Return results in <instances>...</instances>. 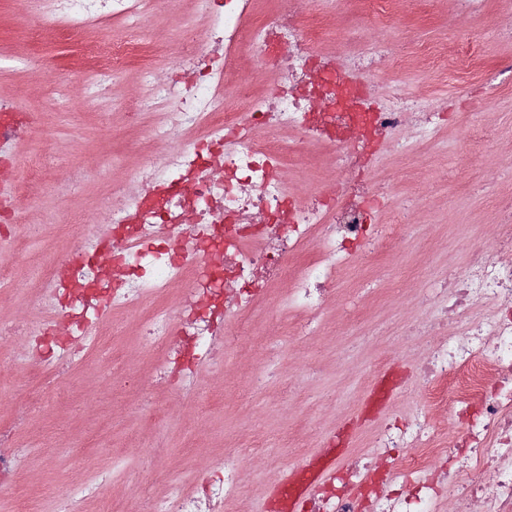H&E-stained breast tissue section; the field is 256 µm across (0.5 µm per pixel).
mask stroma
<instances>
[{
	"mask_svg": "<svg viewBox=\"0 0 512 512\" xmlns=\"http://www.w3.org/2000/svg\"><path fill=\"white\" fill-rule=\"evenodd\" d=\"M37 7L38 0H0V99L12 101L28 120L11 149L16 181H25L26 163L41 151L45 139L58 144L39 193L24 203L22 223L7 229L27 245L22 266L28 274L57 257L65 245L63 226L72 217L86 224L107 222L106 186L115 181L132 185L140 163L136 145L146 139L145 125L130 123L124 109L125 99L135 91L136 72H126L112 84L113 106L104 118L86 102L65 101L41 83L36 72L42 64L53 63L57 80L69 81L79 76L84 59L74 39L38 37L15 25V16ZM488 8V17L459 25L451 15L452 0H431L386 30L394 47L410 53L408 67L393 74V81L408 84L436 111L449 115L440 140L417 156L398 155L381 142L366 159L367 175L386 176L407 200L408 243L373 269L348 268L338 291L325 298L324 322L316 335L299 340L284 327H255L254 333L277 353L266 383L257 385L252 379L251 335H240L225 351L222 375L199 368L200 394L206 397L220 388V406L205 401L185 407L169 382L156 377L160 359L140 346L135 316L113 317L111 347L62 378L67 402L48 399L44 410L15 435V447L26 451L25 475L42 512H53L69 483L111 472L110 449H135V482L151 480L155 470L163 469L175 485L189 489L202 479L203 461L219 471L223 451L247 453L257 438L268 457L245 463V494L235 512H267L272 491L289 466L325 454V436L341 434L335 453L341 465L352 464L367 447L380 414L415 403L417 354L407 346L400 325L414 314L418 291L430 275L442 267L460 269L462 238L489 240L497 221L485 184L472 183L455 170L466 114L480 113L492 135L477 161L487 182L512 170V84L498 87L477 77L466 92H459L455 81L432 77L421 51L444 37L452 48L465 42L477 46L488 67L497 58L512 56V42L492 32L496 26L512 28V0H490ZM190 24L200 38H207L190 0H173L153 23L154 40L168 45L166 55L153 59L156 73H168L179 51V32ZM71 168L83 178L63 199L55 191L56 182ZM332 169L331 158L315 149L291 175L302 191L329 195L335 190ZM132 364L142 370V390L112 391L108 375L121 374ZM151 407L162 409L164 420L146 419L144 412ZM157 448L166 449V456L154 457Z\"/></svg>",
	"mask_w": 512,
	"mask_h": 512,
	"instance_id": "1",
	"label": "stroma"
}]
</instances>
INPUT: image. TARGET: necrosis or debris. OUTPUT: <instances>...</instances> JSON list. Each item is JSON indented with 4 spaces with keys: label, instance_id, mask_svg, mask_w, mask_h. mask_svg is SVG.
<instances>
[{
    "label": "necrosis or debris",
    "instance_id": "4bbe7bcc",
    "mask_svg": "<svg viewBox=\"0 0 512 512\" xmlns=\"http://www.w3.org/2000/svg\"><path fill=\"white\" fill-rule=\"evenodd\" d=\"M164 2L41 0L18 23L52 35L114 26L127 33L124 42L84 52L87 98L101 110L109 105L103 79L141 52L157 54L146 22ZM253 2L193 0L209 40L185 34L167 80L141 64L126 106L155 115L147 138L169 150L138 172L140 191L113 185L106 226H67L70 248L40 271L30 316L0 324L1 337L28 339L68 324L82 344L77 351L64 339L18 358V417L40 411L57 380L111 344V313L155 303L142 320L143 346L171 357L178 337L194 363L216 370L227 323L260 318L279 326L293 317L295 335H308L348 267L372 265L404 244L407 226L395 198L376 182L360 188L353 175L375 139L404 153L443 131L428 101L397 83L380 87L379 74L406 67V57L382 36L343 38L341 58L328 56L320 45L325 19L312 0H275V10L260 18ZM354 9L380 28L406 12L404 0H330L332 14ZM245 53L273 75L263 91L238 66ZM406 125L414 133L409 142L398 137ZM316 143L335 162L328 202L301 197L288 179L289 162ZM217 166L223 177L213 175ZM497 209L492 245L471 244L461 273L435 276L425 315L409 324L416 342L451 329L416 364L426 411L384 420L355 464L311 490L307 512H512V194ZM203 249L219 250L220 260L202 272L188 256ZM448 407L457 422L450 436L433 418ZM110 454L111 479L69 488L57 512H83L92 497L98 512H227L244 495L242 462L227 455L222 474L196 490L174 486L157 495L146 487L117 507L109 483L124 480L134 451Z\"/></svg>",
    "mask_w": 512,
    "mask_h": 512
}]
</instances>
